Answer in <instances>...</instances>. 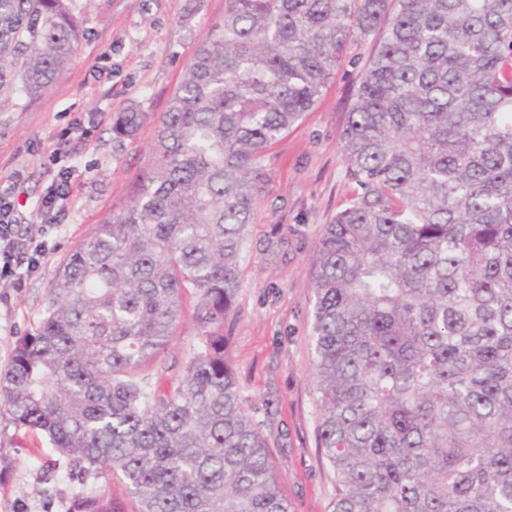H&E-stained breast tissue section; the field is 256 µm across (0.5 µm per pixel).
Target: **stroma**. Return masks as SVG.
Listing matches in <instances>:
<instances>
[{"mask_svg": "<svg viewBox=\"0 0 512 512\" xmlns=\"http://www.w3.org/2000/svg\"><path fill=\"white\" fill-rule=\"evenodd\" d=\"M75 8L83 33L75 62L37 101L0 113V192L20 205V236L45 235L51 247L24 287L0 280V369L17 338L37 326L60 264L128 203L169 97L197 43L224 16V0H76ZM372 48L350 47L353 63L270 151L241 266L231 361L289 512H332L335 478L318 446L310 371L309 271L326 224L352 193L339 134ZM130 108L147 120L135 138H115L112 118ZM63 172L71 193L44 234L34 210ZM95 487L130 498L120 477L79 472L0 401V512H76Z\"/></svg>", "mask_w": 512, "mask_h": 512, "instance_id": "stroma-1", "label": "stroma"}]
</instances>
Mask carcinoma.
Wrapping results in <instances>:
<instances>
[{
	"label": "carcinoma",
	"mask_w": 512,
	"mask_h": 512,
	"mask_svg": "<svg viewBox=\"0 0 512 512\" xmlns=\"http://www.w3.org/2000/svg\"><path fill=\"white\" fill-rule=\"evenodd\" d=\"M73 2L0 0V112L77 55ZM372 36L340 134L357 189L310 270L332 512H512V0H224L130 203L0 371L16 423L122 475L133 512H288L228 357L239 270L268 150ZM189 290L195 342L170 364ZM80 509L126 512L102 490Z\"/></svg>",
	"instance_id": "cac0c4a2"
}]
</instances>
